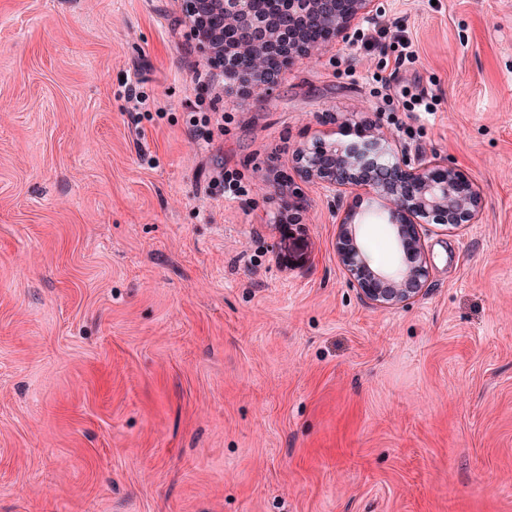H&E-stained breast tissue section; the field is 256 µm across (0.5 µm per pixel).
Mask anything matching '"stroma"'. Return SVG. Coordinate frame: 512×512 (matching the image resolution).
Wrapping results in <instances>:
<instances>
[{"instance_id": "35a3bbf8", "label": "stroma", "mask_w": 512, "mask_h": 512, "mask_svg": "<svg viewBox=\"0 0 512 512\" xmlns=\"http://www.w3.org/2000/svg\"><path fill=\"white\" fill-rule=\"evenodd\" d=\"M374 18L415 63L334 39L245 92L200 78L182 0H0V512H512V0ZM345 119L481 194L404 305L295 170ZM356 220L392 265L378 201Z\"/></svg>"}]
</instances>
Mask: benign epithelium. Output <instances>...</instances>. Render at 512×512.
Returning <instances> with one entry per match:
<instances>
[{
    "mask_svg": "<svg viewBox=\"0 0 512 512\" xmlns=\"http://www.w3.org/2000/svg\"><path fill=\"white\" fill-rule=\"evenodd\" d=\"M257 0H183L185 16L205 63L232 70L248 90L270 85L295 60L314 47L300 36L284 41L283 26L273 19L264 27L254 21ZM376 0H282L288 19L324 28L329 38L349 37L359 21L370 18ZM276 55L279 66L263 58ZM294 162L301 179L323 184L343 203L354 187L371 190L386 203L400 262L393 269L370 266L357 239L353 208L344 210L338 225L337 250L363 297L373 305L392 308L419 297L430 269L422 228H459L473 224L480 212V193L456 168L432 161L410 160L392 148L378 128L360 124L347 143L315 140L298 148Z\"/></svg>",
    "mask_w": 512,
    "mask_h": 512,
    "instance_id": "1",
    "label": "benign epithelium"
}]
</instances>
